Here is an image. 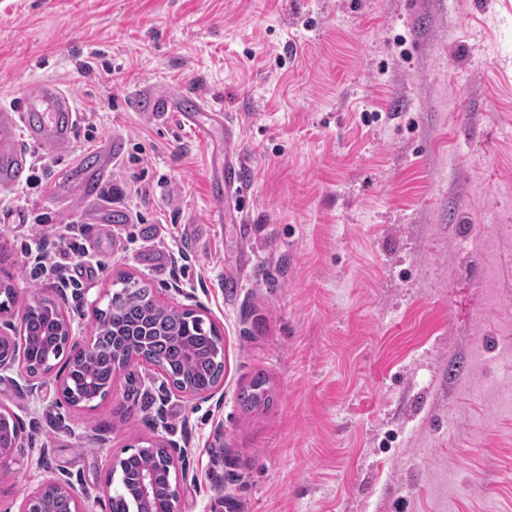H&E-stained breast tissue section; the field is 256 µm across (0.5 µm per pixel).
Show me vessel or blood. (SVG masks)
I'll return each mask as SVG.
<instances>
[{"label":"vessel or blood","mask_w":512,"mask_h":512,"mask_svg":"<svg viewBox=\"0 0 512 512\" xmlns=\"http://www.w3.org/2000/svg\"><path fill=\"white\" fill-rule=\"evenodd\" d=\"M141 115L155 122L176 120L190 125L203 143L210 173L208 188L219 197L210 216L211 223L228 220L234 195L243 189L242 156L235 127L223 108L184 94H160L141 89L136 99ZM75 103L69 93L50 82L28 87L19 105L0 107V186L21 183L28 167L29 151L40 147H67L77 124ZM24 133L25 144H18L17 133ZM125 141L118 136L103 140L97 148L99 164L88 167L82 155L70 156L48 186L52 194L94 198L113 162L123 153Z\"/></svg>","instance_id":"1"}]
</instances>
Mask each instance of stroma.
Listing matches in <instances>:
<instances>
[{"mask_svg":"<svg viewBox=\"0 0 512 512\" xmlns=\"http://www.w3.org/2000/svg\"><path fill=\"white\" fill-rule=\"evenodd\" d=\"M39 81L97 126L69 153L126 146L96 200L0 212L10 320L44 298L86 337L119 275L175 309L179 283L224 338V396L133 366L75 408L55 378L1 374L24 433L0 512L49 477L110 512L116 459L170 439L194 473L181 512H512V409L469 371L512 335V0H0V105ZM147 85L239 127L243 223L209 224L204 146L136 117ZM19 214L101 270L66 288L35 268ZM260 372L272 400L244 413Z\"/></svg>","mask_w":512,"mask_h":512,"instance_id":"1","label":"stroma"}]
</instances>
